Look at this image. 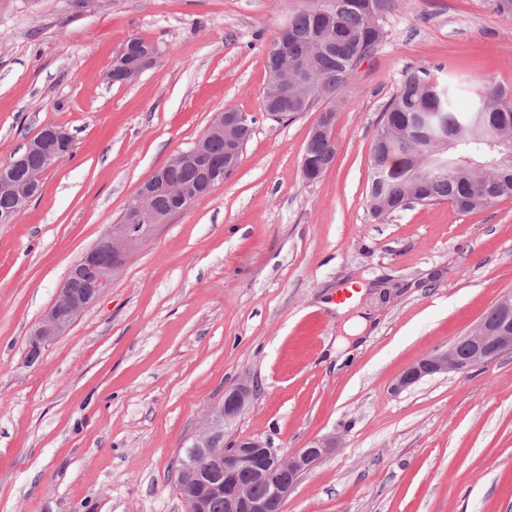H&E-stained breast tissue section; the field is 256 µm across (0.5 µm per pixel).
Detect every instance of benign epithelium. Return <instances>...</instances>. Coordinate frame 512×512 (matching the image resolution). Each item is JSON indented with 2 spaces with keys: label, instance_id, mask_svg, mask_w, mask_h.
<instances>
[{
  "label": "benign epithelium",
  "instance_id": "7a95c632",
  "mask_svg": "<svg viewBox=\"0 0 512 512\" xmlns=\"http://www.w3.org/2000/svg\"><path fill=\"white\" fill-rule=\"evenodd\" d=\"M156 65L155 54L148 50L134 55L133 68L139 73ZM249 121L248 114L226 109L216 113L209 125L210 135L224 136L229 165L234 163L238 151L233 131L249 124ZM69 148L71 136L67 130L43 127L14 161V169L0 173V192L18 203L29 201L35 195L36 187L16 179L15 171L32 155L40 156L48 168L63 159ZM185 156L186 153L180 152L164 168L156 170L127 204L123 223L110 225L107 233L72 265L54 302L35 325L32 343L45 345L64 335L78 317L112 286L116 274L153 237L157 228L166 223L169 212L155 207L153 184L155 179L173 172ZM77 277L89 279L85 292L80 296L70 288V282ZM506 354H512L511 293L494 303L476 326L457 337L446 349L427 354L405 367L393 390H406L425 377L439 373L466 374ZM247 399L248 391L243 387L225 392L224 402L208 414L205 428L190 439L188 447L206 448L212 441H219L217 449L220 450V458L224 459V504L227 512H268L269 502H283L301 478L328 453L331 444L326 440H314L307 447L297 448L286 456L280 453V449L255 438L224 444L226 428L242 414ZM253 479L266 485V496L252 494L250 484Z\"/></svg>",
  "mask_w": 512,
  "mask_h": 512
}]
</instances>
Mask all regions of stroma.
I'll use <instances>...</instances> for the list:
<instances>
[{"instance_id":"obj_1","label":"stroma","mask_w":512,"mask_h":512,"mask_svg":"<svg viewBox=\"0 0 512 512\" xmlns=\"http://www.w3.org/2000/svg\"><path fill=\"white\" fill-rule=\"evenodd\" d=\"M280 0H0V166L47 125L72 137L0 224V512H184L174 461L227 389V440L333 447L281 512H512V354L394 392L407 365L512 293V199L373 217L370 150L407 69L512 87L498 0H394L387 37L333 106L336 156L312 182L316 113L263 111ZM158 66L106 74L126 41ZM254 117L234 171L171 215L65 336L30 333L69 268L215 113ZM368 320L347 337L327 301Z\"/></svg>"}]
</instances>
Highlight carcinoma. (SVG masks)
Masks as SVG:
<instances>
[{
	"label": "carcinoma",
	"mask_w": 512,
	"mask_h": 512,
	"mask_svg": "<svg viewBox=\"0 0 512 512\" xmlns=\"http://www.w3.org/2000/svg\"><path fill=\"white\" fill-rule=\"evenodd\" d=\"M393 0H311L291 12L288 31H279L272 40L267 61L273 62L278 47L293 43L289 64L307 85L301 98L288 99L292 120L336 99L353 72L374 55L384 38L382 20ZM280 91L275 74H269L264 96V111H274ZM434 112L443 118L451 150L469 158L465 163H448L447 169L430 175L424 190L414 183L410 166L429 172L436 166L440 127L430 128L419 117ZM512 146V93L489 78L482 80L472 104L460 107L452 89L439 83L431 70L410 69L398 91L384 105L381 122L370 154L369 193L381 186L382 193L369 198L372 214L381 216L402 208L407 198L423 206L448 202L461 212L489 207L512 198V168L495 164L500 151ZM336 153L332 134L309 137L302 155V174L308 181L319 179ZM207 160L224 168V140L209 141ZM177 180L188 187L202 182L200 164L182 166ZM201 464L197 476L188 475L184 484L194 491L211 479L210 448H198Z\"/></svg>",
	"instance_id": "1"
}]
</instances>
